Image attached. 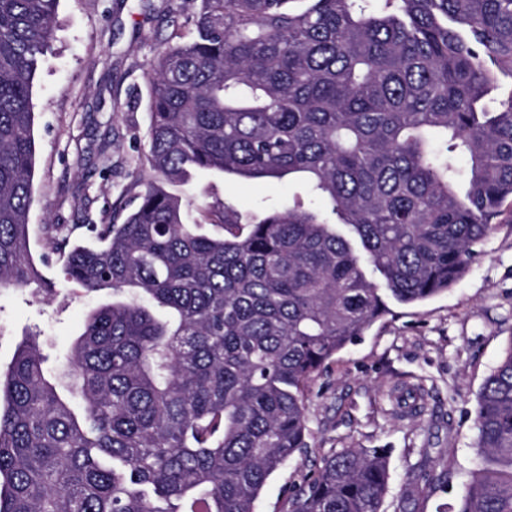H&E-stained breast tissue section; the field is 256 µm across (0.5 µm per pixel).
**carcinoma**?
Returning a JSON list of instances; mask_svg holds the SVG:
<instances>
[{"label":"carcinoma","instance_id":"obj_1","mask_svg":"<svg viewBox=\"0 0 512 512\" xmlns=\"http://www.w3.org/2000/svg\"><path fill=\"white\" fill-rule=\"evenodd\" d=\"M196 0L148 77L151 178L65 283L112 291L62 370L36 338L0 379V512H255L307 448L305 394L391 313L456 285L512 200V0ZM58 0H0V290L52 287L30 249L32 87ZM200 171L306 180L187 222ZM449 512H512V336L475 409ZM389 449L342 448L288 512H381Z\"/></svg>","mask_w":512,"mask_h":512}]
</instances>
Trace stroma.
Listing matches in <instances>:
<instances>
[{
	"instance_id": "obj_1",
	"label": "stroma",
	"mask_w": 512,
	"mask_h": 512,
	"mask_svg": "<svg viewBox=\"0 0 512 512\" xmlns=\"http://www.w3.org/2000/svg\"><path fill=\"white\" fill-rule=\"evenodd\" d=\"M191 0H59L54 37L36 73V161L29 213L33 257L49 251L45 228L91 242L89 225L121 210L150 171L146 74L162 41L190 37ZM301 184L201 173L189 193L193 222L221 199L240 211L284 204ZM43 273L52 292H0V373L18 344L40 338L59 368L88 312L110 294L59 286L61 254ZM391 312L327 363L305 397L308 448L270 477L256 512H288V493L324 456L343 448L391 451L383 512H447L450 495L429 493L421 472L449 470L452 481L476 464L479 390L512 337V223L498 225L469 273L448 293Z\"/></svg>"
}]
</instances>
